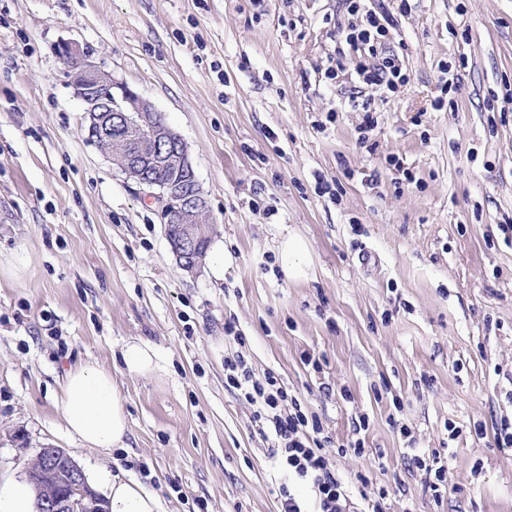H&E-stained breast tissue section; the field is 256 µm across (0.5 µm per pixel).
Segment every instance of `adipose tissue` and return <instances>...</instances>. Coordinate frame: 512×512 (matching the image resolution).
Instances as JSON below:
<instances>
[{
	"mask_svg": "<svg viewBox=\"0 0 512 512\" xmlns=\"http://www.w3.org/2000/svg\"><path fill=\"white\" fill-rule=\"evenodd\" d=\"M278 254L281 270L291 281L311 277L308 240L295 230L282 235ZM72 435L89 448L109 450L127 445L129 424L125 405L110 371L86 363L68 371L60 402ZM112 512H160L159 499L134 481L113 479L109 486Z\"/></svg>",
	"mask_w": 512,
	"mask_h": 512,
	"instance_id": "adipose-tissue-1",
	"label": "adipose tissue"
}]
</instances>
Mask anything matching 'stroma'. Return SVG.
<instances>
[{"mask_svg":"<svg viewBox=\"0 0 512 512\" xmlns=\"http://www.w3.org/2000/svg\"><path fill=\"white\" fill-rule=\"evenodd\" d=\"M409 4L366 2L410 77L386 94L329 76L342 0H0L1 473L50 445L162 512H279L273 437L224 384L239 351L319 418L358 505L512 512V0ZM65 42L181 135L223 274L183 272L157 205L88 141ZM354 95L378 119L367 148ZM290 228L309 280L280 269ZM132 338L162 370L126 373ZM90 362L118 383L127 447L85 448L57 405ZM435 450L438 496L413 462ZM281 270L291 281H304L311 277L313 264L308 240L299 232L288 229L278 245Z\"/></svg>","mask_w":512,"mask_h":512,"instance_id":"1","label":"stroma"}]
</instances>
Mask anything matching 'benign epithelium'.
<instances>
[{"instance_id":"obj_1","label":"benign epithelium","mask_w":512,"mask_h":512,"mask_svg":"<svg viewBox=\"0 0 512 512\" xmlns=\"http://www.w3.org/2000/svg\"><path fill=\"white\" fill-rule=\"evenodd\" d=\"M60 57L70 68L72 84L83 102L91 139L112 153L117 140L125 160L117 165L125 179L136 184L144 198L160 207L165 236L178 266L189 273L198 270L212 227L201 184L181 136L158 120V113L126 85L115 81L90 59L89 52L65 42ZM125 127V135L109 136L112 123ZM171 169V179H150L146 169L156 161ZM37 490V512H109L107 500L88 482L83 470L61 448L43 447L28 469Z\"/></svg>"}]
</instances>
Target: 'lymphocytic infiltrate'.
<instances>
[{
	"mask_svg": "<svg viewBox=\"0 0 512 512\" xmlns=\"http://www.w3.org/2000/svg\"><path fill=\"white\" fill-rule=\"evenodd\" d=\"M345 8L360 20L346 37L359 81L390 93L406 86L409 76L398 53L381 40L384 26L379 17L367 9L365 0H345ZM224 372L226 385L257 405L256 420L278 441L276 455L289 477L288 483L279 488L280 512H305L290 486L294 480L309 485L313 512H384L377 499L369 501L366 510H359L328 464L318 420L302 408L298 398L274 374L256 379L247 360L237 352L225 357Z\"/></svg>",
	"mask_w": 512,
	"mask_h": 512,
	"instance_id": "1",
	"label": "lymphocytic infiltrate"
}]
</instances>
